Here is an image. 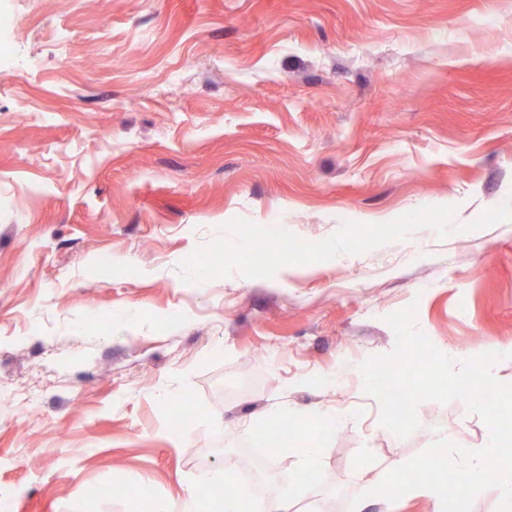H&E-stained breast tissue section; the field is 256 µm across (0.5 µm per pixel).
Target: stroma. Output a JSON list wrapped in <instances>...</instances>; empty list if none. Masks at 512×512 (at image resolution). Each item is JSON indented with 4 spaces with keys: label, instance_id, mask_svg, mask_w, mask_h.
Listing matches in <instances>:
<instances>
[{
    "label": "stroma",
    "instance_id": "obj_1",
    "mask_svg": "<svg viewBox=\"0 0 512 512\" xmlns=\"http://www.w3.org/2000/svg\"><path fill=\"white\" fill-rule=\"evenodd\" d=\"M510 197L512 0H0V512H165L277 403L343 418L291 512H433L369 489L485 423L360 367L512 347Z\"/></svg>",
    "mask_w": 512,
    "mask_h": 512
}]
</instances>
